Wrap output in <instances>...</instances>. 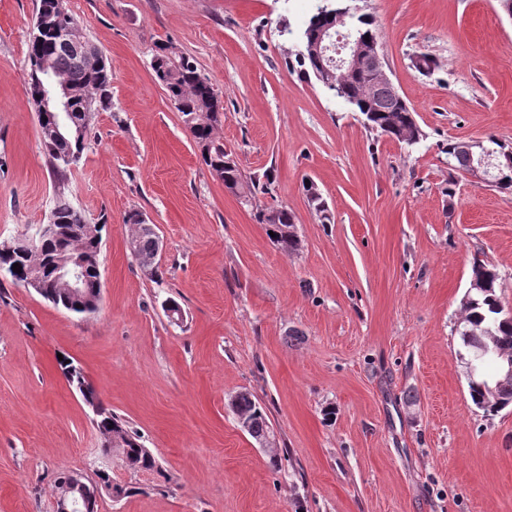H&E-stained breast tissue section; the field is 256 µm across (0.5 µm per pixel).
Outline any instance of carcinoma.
<instances>
[{
	"label": "carcinoma",
	"instance_id": "obj_1",
	"mask_svg": "<svg viewBox=\"0 0 512 512\" xmlns=\"http://www.w3.org/2000/svg\"><path fill=\"white\" fill-rule=\"evenodd\" d=\"M71 19L73 15L66 9L56 25L44 30L40 38H28L29 93L36 105L43 144L58 184L50 218L57 220L60 232L48 239L41 249L20 259L21 272L10 282L23 287L31 277L42 285L40 296L44 300L77 315L82 310L77 308L69 289L56 279L55 259L69 250L79 249L88 255L100 253L105 225L95 228L92 235L79 236L88 220L69 201L65 183L72 166L77 164V159L87 147L91 114L112 106V74L106 59H101V65L93 68L80 60L74 48L66 42V30ZM356 35L361 39L366 35L378 39L375 22L370 16H359ZM298 60L307 67L305 74L312 75L316 82L362 116L365 128L385 134L407 148L418 145L425 138L414 117L413 107L388 87L373 82L362 73L331 74L305 55L298 56ZM151 68L158 84L182 114L183 122L195 141L207 152L203 160L213 174L233 191L246 197L255 194L259 182L245 179L233 153L215 140L214 130L220 122L222 106L197 61L177 53L171 44H162L157 46L152 56ZM46 74L65 83L74 95L76 112L66 122L59 119L58 113L48 111L39 98L37 80ZM488 143L493 149L491 180L497 189L512 191V145L493 138ZM483 147L482 143L467 146L461 141L448 144L450 165L458 171L469 172L476 153ZM306 195L321 222H331L326 202L317 188L312 184L306 185ZM258 221L265 225L266 231L275 233L272 242L281 251L292 253L299 250L300 239L294 233V217L288 208L281 206L261 211ZM156 245L155 235L141 232L131 252L137 260L152 258ZM469 287L471 292L469 298L462 302L457 328L468 361L474 367L473 375L468 379L469 395L478 408L497 413L512 404V381H502L498 375L499 356H512V320L507 319L498 295L501 284L494 266L482 261L474 262ZM481 344L489 345L492 351L476 359L474 350ZM63 370L70 386H86V389L79 390L83 398L99 399L80 368L66 363ZM231 408L235 415L248 422L246 433L254 440H262L270 432L267 415L250 392H238L231 401ZM93 424L105 442L112 434L120 437L125 451L141 469L156 467V459L142 443L141 436L112 410L101 408V415Z\"/></svg>",
	"mask_w": 512,
	"mask_h": 512
}]
</instances>
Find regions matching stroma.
Returning a JSON list of instances; mask_svg holds the SVG:
<instances>
[{"mask_svg": "<svg viewBox=\"0 0 512 512\" xmlns=\"http://www.w3.org/2000/svg\"><path fill=\"white\" fill-rule=\"evenodd\" d=\"M355 4L425 133L414 148L304 76L314 0H67L112 71V107L66 186L106 224L103 295L82 317L0 284V512H55L58 473L97 479L102 439L64 360L157 461L113 460L129 494L99 493L95 512H512V406L472 403L457 332L474 260L512 308V192L446 154L512 143V16L499 0ZM37 5L0 0V239L46 223L56 187L27 92ZM161 43L198 62L223 105L216 140L270 193L241 203L205 165L154 78ZM421 52L431 74L411 63ZM272 206L291 211L297 252L259 223ZM134 211L163 243L153 275L130 255ZM244 390L275 452L239 427L229 402Z\"/></svg>", "mask_w": 512, "mask_h": 512, "instance_id": "stroma-1", "label": "stroma"}]
</instances>
